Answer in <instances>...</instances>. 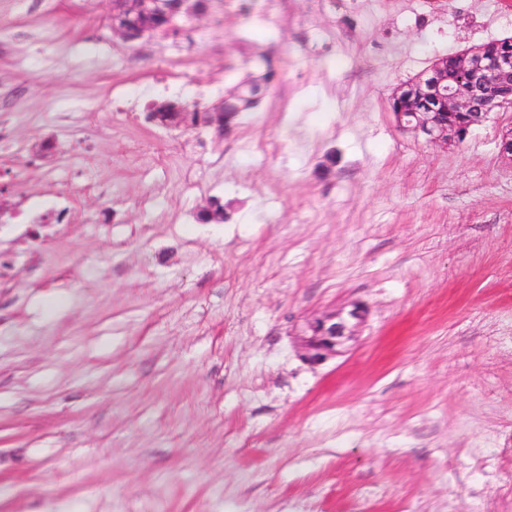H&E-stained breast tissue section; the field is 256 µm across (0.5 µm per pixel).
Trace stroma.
Here are the masks:
<instances>
[{
	"instance_id": "1",
	"label": "stroma",
	"mask_w": 512,
	"mask_h": 512,
	"mask_svg": "<svg viewBox=\"0 0 512 512\" xmlns=\"http://www.w3.org/2000/svg\"><path fill=\"white\" fill-rule=\"evenodd\" d=\"M107 12L0 0V512H512V109L445 148L389 110L512 0H212L133 47ZM255 52L277 78L229 134L145 121ZM351 301L358 340L305 363ZM367 315L366 305L350 302L305 319L299 335L302 359L317 366L342 353L344 345L358 336Z\"/></svg>"
}]
</instances>
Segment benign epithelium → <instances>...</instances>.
<instances>
[{"instance_id": "obj_1", "label": "benign epithelium", "mask_w": 512, "mask_h": 512, "mask_svg": "<svg viewBox=\"0 0 512 512\" xmlns=\"http://www.w3.org/2000/svg\"><path fill=\"white\" fill-rule=\"evenodd\" d=\"M108 19L112 32L127 43H135L146 37H169L174 32L187 31L186 25L177 24L183 18L191 23L202 20L207 13L200 10L196 0H179L175 7L169 0H150L149 8L135 20L109 0ZM459 73L445 71L441 59H435L429 67L434 75L430 92L448 106L450 112L481 110L474 125L479 127L490 120L493 111L501 106L494 100L490 89L494 85H512V52L491 50L484 45L470 46L460 53ZM402 89L398 86L390 100L397 102L391 109L397 127L422 137L435 146H448L463 141L470 133L469 127H456L440 121L437 112H419L402 106ZM232 114L224 112L199 113V123L221 135L230 127ZM368 309L360 302H351L338 308L324 310L305 319L299 335L302 359L312 365H321L342 353L344 345L358 336L366 321Z\"/></svg>"}]
</instances>
